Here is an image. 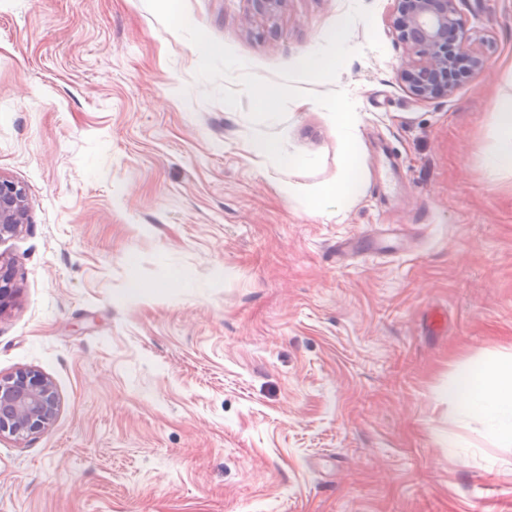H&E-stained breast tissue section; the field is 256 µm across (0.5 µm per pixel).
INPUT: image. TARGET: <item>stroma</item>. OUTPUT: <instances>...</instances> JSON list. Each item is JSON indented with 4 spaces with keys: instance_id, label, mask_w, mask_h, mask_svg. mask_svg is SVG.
<instances>
[{
    "instance_id": "1",
    "label": "stroma",
    "mask_w": 512,
    "mask_h": 512,
    "mask_svg": "<svg viewBox=\"0 0 512 512\" xmlns=\"http://www.w3.org/2000/svg\"><path fill=\"white\" fill-rule=\"evenodd\" d=\"M357 4L355 56L305 88L353 99L365 181L315 213L298 191L341 173L320 105L254 125L145 0H0V176L29 208L0 241V376L61 402L0 435V512H512V447L448 400L459 366L512 353V175L483 166L512 0H461L488 67L427 101L392 0H287L273 36L250 0H185L270 83Z\"/></svg>"
}]
</instances>
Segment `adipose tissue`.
<instances>
[{
  "label": "adipose tissue",
  "mask_w": 512,
  "mask_h": 512,
  "mask_svg": "<svg viewBox=\"0 0 512 512\" xmlns=\"http://www.w3.org/2000/svg\"><path fill=\"white\" fill-rule=\"evenodd\" d=\"M496 145L486 155L489 176L512 173V94L492 100ZM448 398L504 447H512V356L460 368L448 383Z\"/></svg>",
  "instance_id": "adipose-tissue-1"
}]
</instances>
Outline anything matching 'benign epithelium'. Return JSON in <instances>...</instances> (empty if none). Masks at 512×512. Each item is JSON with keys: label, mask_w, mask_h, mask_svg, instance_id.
Listing matches in <instances>:
<instances>
[{"label": "benign epithelium", "mask_w": 512, "mask_h": 512, "mask_svg": "<svg viewBox=\"0 0 512 512\" xmlns=\"http://www.w3.org/2000/svg\"><path fill=\"white\" fill-rule=\"evenodd\" d=\"M255 13L275 22L287 0H251ZM393 28L406 48L401 77L420 100L451 95L456 82L449 78L455 60L483 71L487 61L468 35L460 0H394ZM28 223L27 193L23 186L0 176V241ZM15 290L10 275L0 270V315L11 306ZM60 407L53 380L36 371L20 370L0 378V434L24 438L44 430Z\"/></svg>", "instance_id": "obj_1"}]
</instances>
